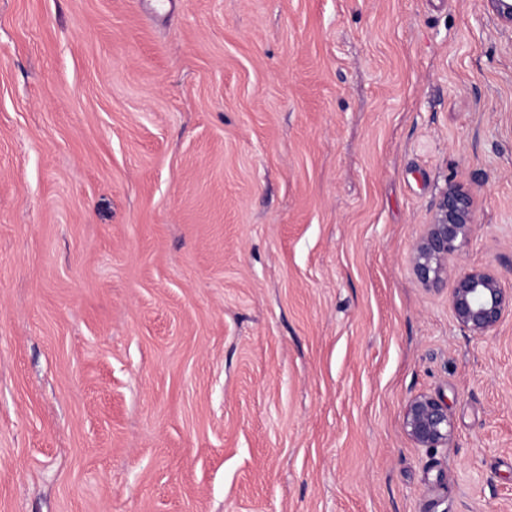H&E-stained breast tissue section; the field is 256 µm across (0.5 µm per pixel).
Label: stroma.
Returning <instances> with one entry per match:
<instances>
[{
  "label": "stroma",
  "mask_w": 512,
  "mask_h": 512,
  "mask_svg": "<svg viewBox=\"0 0 512 512\" xmlns=\"http://www.w3.org/2000/svg\"><path fill=\"white\" fill-rule=\"evenodd\" d=\"M450 184L512 290L488 0H0V512H512V315L409 262ZM403 426L417 448H444L453 433L448 405L438 397L421 393L404 408Z\"/></svg>",
  "instance_id": "obj_1"
}]
</instances>
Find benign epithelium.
Masks as SVG:
<instances>
[{
    "mask_svg": "<svg viewBox=\"0 0 512 512\" xmlns=\"http://www.w3.org/2000/svg\"><path fill=\"white\" fill-rule=\"evenodd\" d=\"M497 19L512 26V0H490ZM474 224L473 199L460 185H449L437 199L431 220L413 245L410 263L415 279L428 289L449 287L448 301L459 325L475 336L494 330L512 313L496 270L483 267L454 271L451 259L463 248ZM403 426L417 448H446L453 433L448 405L421 393L404 408Z\"/></svg>",
    "mask_w": 512,
    "mask_h": 512,
    "instance_id": "benign-epithelium-1",
    "label": "benign epithelium"
}]
</instances>
